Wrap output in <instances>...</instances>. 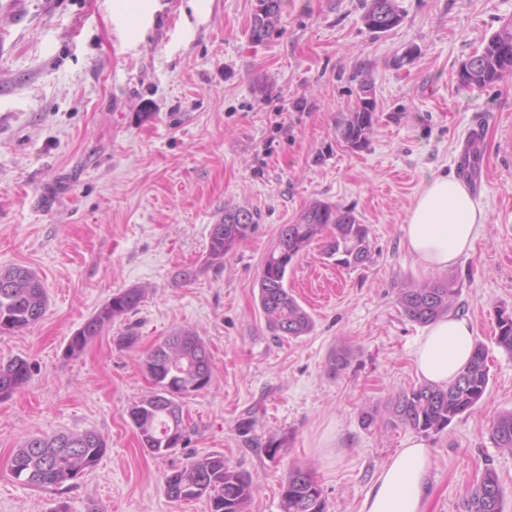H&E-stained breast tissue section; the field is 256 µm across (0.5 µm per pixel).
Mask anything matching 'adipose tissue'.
<instances>
[{"mask_svg": "<svg viewBox=\"0 0 512 512\" xmlns=\"http://www.w3.org/2000/svg\"><path fill=\"white\" fill-rule=\"evenodd\" d=\"M486 214L455 174L424 180L402 226L403 245L423 275L447 272L473 251ZM473 349L469 318L448 313L427 324L412 358L426 382L445 385L463 371ZM431 451L418 440L405 443L377 471L359 512H422Z\"/></svg>", "mask_w": 512, "mask_h": 512, "instance_id": "adipose-tissue-1", "label": "adipose tissue"}]
</instances>
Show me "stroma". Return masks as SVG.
I'll list each match as a JSON object with an SVG mask.
<instances>
[{"instance_id": "35a3bbf8", "label": "stroma", "mask_w": 512, "mask_h": 512, "mask_svg": "<svg viewBox=\"0 0 512 512\" xmlns=\"http://www.w3.org/2000/svg\"><path fill=\"white\" fill-rule=\"evenodd\" d=\"M397 3L402 23L375 34L364 0H283L279 25L256 43V0H153L122 14L113 0H0V268L34 270L49 296L38 323L0 333V363L31 365L28 384L0 401V512L60 502L68 512H209L204 498L170 500L164 479L211 453L251 477L247 512H280L295 467L315 474L329 512H358L376 471L418 436L386 422L395 395L420 382L422 326L399 293L426 280L401 227L426 176L463 172L476 132L472 194L487 221L447 277L453 312L489 351L490 383L480 404L423 437L424 512H462L488 468L512 512V452L489 435L512 410V356L495 343L498 310L512 311V76L468 89L456 79L512 19V0ZM410 46L413 63L395 66ZM366 76L377 110L354 150L336 126ZM317 201L368 226L370 259L336 265L318 241L299 254L288 287L314 326L279 339L259 271L281 227ZM235 207L259 222L223 268L210 267V232ZM129 287L144 291L138 309L67 357L70 337ZM128 326L131 348L117 343ZM179 329L208 344L212 381L183 400L188 444L157 457L128 409L153 390L144 351ZM84 431L107 449L74 482L33 487L12 473L27 438Z\"/></svg>"}]
</instances>
